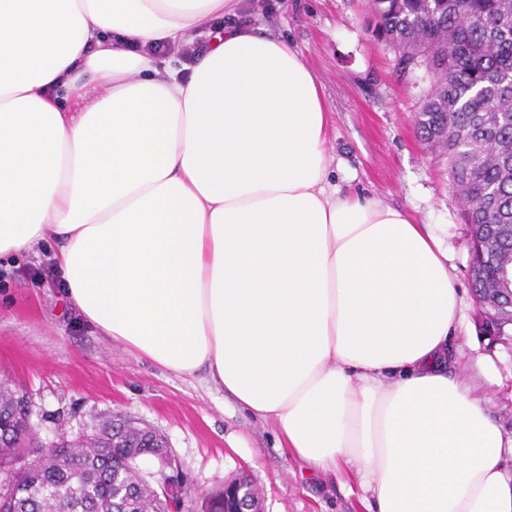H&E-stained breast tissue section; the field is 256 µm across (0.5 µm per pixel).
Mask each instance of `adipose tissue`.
<instances>
[{"label": "adipose tissue", "instance_id": "obj_1", "mask_svg": "<svg viewBox=\"0 0 512 512\" xmlns=\"http://www.w3.org/2000/svg\"><path fill=\"white\" fill-rule=\"evenodd\" d=\"M237 0H0V260L55 239L69 301L206 369L367 512H512L494 364L459 379L461 298L431 225L333 183L299 51ZM211 29L189 69L129 48ZM91 99L75 112L69 103Z\"/></svg>", "mask_w": 512, "mask_h": 512}]
</instances>
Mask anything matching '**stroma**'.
<instances>
[{"label":"stroma","mask_w":512,"mask_h":512,"mask_svg":"<svg viewBox=\"0 0 512 512\" xmlns=\"http://www.w3.org/2000/svg\"><path fill=\"white\" fill-rule=\"evenodd\" d=\"M239 14L288 40L321 82L336 179L447 233L463 296L456 344L468 364L492 359L487 406L511 435L512 340L479 326L461 207L445 163L415 135L426 83L404 79L397 54L373 36L368 0H240ZM48 262L45 248L9 267L0 261V382L24 394L42 441L132 420L165 436L191 492L183 512H197L206 492L242 474L263 512H364L350 477L309 472L280 448L274 423L242 410L205 372L175 373L104 336L69 302L59 276L41 274Z\"/></svg>","instance_id":"35a3bbf8"}]
</instances>
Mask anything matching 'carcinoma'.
<instances>
[{"label":"carcinoma","instance_id":"cac0c4a2","mask_svg":"<svg viewBox=\"0 0 512 512\" xmlns=\"http://www.w3.org/2000/svg\"><path fill=\"white\" fill-rule=\"evenodd\" d=\"M372 32L398 52L400 72L431 84L416 117L419 139L445 160L469 236L491 240L483 300L512 308V0H370ZM25 398L0 389V461L26 452ZM165 438L130 420L104 422L88 440L47 448L0 494V512H170L140 473Z\"/></svg>","mask_w":512,"mask_h":512}]
</instances>
